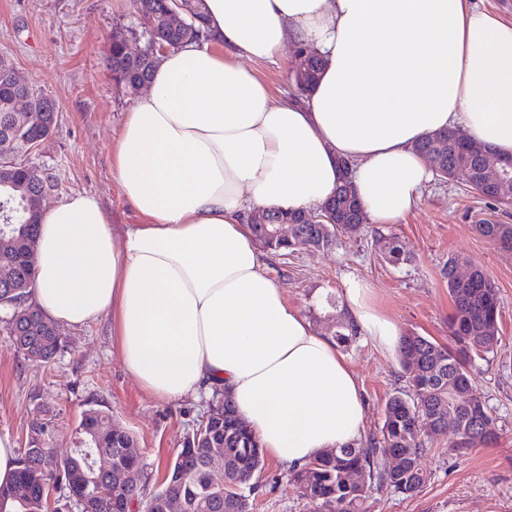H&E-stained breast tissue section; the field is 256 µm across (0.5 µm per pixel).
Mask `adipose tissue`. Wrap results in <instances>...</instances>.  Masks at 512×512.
<instances>
[{
    "mask_svg": "<svg viewBox=\"0 0 512 512\" xmlns=\"http://www.w3.org/2000/svg\"><path fill=\"white\" fill-rule=\"evenodd\" d=\"M209 38L159 56L126 113L113 172L142 216L114 232L97 197L43 211L29 300L56 324L112 319L151 395L220 391L264 454L302 466L359 440L365 402L334 339L265 272L250 212L309 211L350 165L366 220L407 214L433 170L415 150L445 130L512 155V21L471 0H205ZM318 55L302 99L252 69ZM351 319L395 350L399 325L349 280Z\"/></svg>",
    "mask_w": 512,
    "mask_h": 512,
    "instance_id": "adipose-tissue-1",
    "label": "adipose tissue"
}]
</instances>
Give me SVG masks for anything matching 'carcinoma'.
I'll list each match as a JSON object with an SVG mask.
<instances>
[{
    "label": "carcinoma",
    "instance_id": "cac0c4a2",
    "mask_svg": "<svg viewBox=\"0 0 512 512\" xmlns=\"http://www.w3.org/2000/svg\"><path fill=\"white\" fill-rule=\"evenodd\" d=\"M146 27L156 39L177 49L188 43L207 38L204 0H183L185 24L171 27L164 20L169 0H140ZM156 58L130 57L121 38L112 40L109 67L113 79L134 89L150 80ZM438 149L448 159L446 175L466 177L476 190L490 178L489 159L470 154L452 131L423 138L416 151ZM38 208L37 192L27 181L26 169L19 165L6 186H0V227L12 241L0 243V265L17 268L20 281L33 284L34 264L23 252L25 240L37 233L39 218L28 222L25 209ZM357 223L302 224L297 212L265 210L288 221L294 234L316 250L336 246L339 236L359 231L364 221L361 207H356ZM484 238L501 249L512 252V224L485 221L476 225ZM255 241L265 249L288 251L279 240H262L261 225L252 224ZM381 251L393 265L404 261L400 240L394 236L382 238ZM459 258L450 257L444 268L448 293L453 303L449 319L454 346L440 344L417 333L401 337L400 364L407 378L408 390L392 396L385 405L379 433L364 446L346 445L327 450L300 468L290 470L294 482L310 512H319L327 501H334L336 512H368V501L375 492L389 490L412 497L427 482V473L420 466V457L427 450V437L448 427L455 432L449 451L456 454L485 445L497 438L494 420L486 403L470 395L475 380L474 357L495 350L500 316L497 291L484 272L474 267L468 279L455 275ZM24 308H13L8 321L16 350L27 360L37 356L39 362H50L65 346L62 337L54 334L55 323L39 319V328L29 330ZM359 327L348 319L336 323L334 338L340 347H349L360 338ZM55 422L51 418L33 421L26 434L25 446L18 450L15 486L0 487V512H45L44 489L52 484L61 495L57 507L64 512H113V499L120 498L128 512H170L173 500L181 502V512H251L253 499L251 479L264 466V454L257 437L236 415L228 399L217 401L206 424L205 437L186 439L176 456L167 462L161 488L149 494V477L144 474L140 458L125 452L134 447L129 432L112 425V415L101 409L83 412L76 427L79 451L53 465L57 451L53 448ZM98 454L106 462L103 470H91L83 452ZM401 457V465L393 470L379 466V457L386 454ZM214 457L225 461L224 485H215L207 467ZM132 470L136 486L117 488L113 479ZM26 486L27 498L12 499L15 487Z\"/></svg>",
    "mask_w": 512,
    "mask_h": 512
}]
</instances>
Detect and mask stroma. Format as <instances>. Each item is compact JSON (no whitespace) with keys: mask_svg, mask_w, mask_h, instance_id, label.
<instances>
[{"mask_svg":"<svg viewBox=\"0 0 512 512\" xmlns=\"http://www.w3.org/2000/svg\"><path fill=\"white\" fill-rule=\"evenodd\" d=\"M134 0H0V60L22 79L52 97L58 121L29 162L54 188L46 206L75 192L99 198L115 231L140 223L124 198L112 169V142L123 115L135 102L107 67L115 36L136 27ZM512 224V202L498 203L473 189L464 177H434L413 208L397 223L362 224L336 249L303 246L267 253L266 271L299 307L315 330L333 335L345 311L339 307L343 283L353 276L373 290L378 307L402 333L416 332L450 344L452 301L443 268L460 257L483 270L498 292L501 317L495 352L476 360L474 392L487 403L498 438L468 455L449 453L450 432L431 435L421 464L428 480L412 497L373 495L371 512H512V253L476 230L479 221ZM399 238L404 263L382 256L379 233ZM11 316L0 309V433L23 446L30 423L56 413L53 446L59 453L75 445L83 411L110 410L112 421L134 434L135 451L149 472L174 456L184 436L214 404L213 398L164 401L147 393L127 371L105 317L80 329L61 328L64 349L48 363H32L13 346ZM345 355L358 376L367 405L366 433L377 432L387 400L406 390L397 352L376 346L369 336ZM255 512H309L288 467L266 460L254 478Z\"/></svg>","mask_w":512,"mask_h":512,"instance_id":"1","label":"stroma"}]
</instances>
